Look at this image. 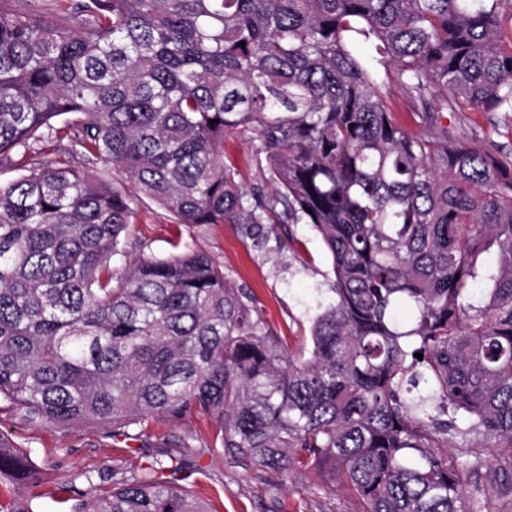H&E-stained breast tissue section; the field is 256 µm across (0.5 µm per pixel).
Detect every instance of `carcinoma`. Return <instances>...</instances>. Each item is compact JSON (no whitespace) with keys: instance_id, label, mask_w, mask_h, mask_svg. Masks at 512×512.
Listing matches in <instances>:
<instances>
[{"instance_id":"cac0c4a2","label":"carcinoma","mask_w":512,"mask_h":512,"mask_svg":"<svg viewBox=\"0 0 512 512\" xmlns=\"http://www.w3.org/2000/svg\"><path fill=\"white\" fill-rule=\"evenodd\" d=\"M472 112H512V0H0V168L19 171L0 182V401L114 439L214 426L81 473L73 512H212L168 477L216 451L314 471L361 512H479L480 461L448 448L512 452V148L444 122ZM146 200L177 224L311 225L331 281L310 348L208 254L132 255ZM42 482L0 431V487ZM224 161L239 169L246 176V185L250 186L253 181L248 178L253 166L250 151L246 145L236 141L227 140L224 142Z\"/></svg>"}]
</instances>
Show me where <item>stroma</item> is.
Here are the masks:
<instances>
[{"instance_id": "1", "label": "stroma", "mask_w": 512, "mask_h": 512, "mask_svg": "<svg viewBox=\"0 0 512 512\" xmlns=\"http://www.w3.org/2000/svg\"><path fill=\"white\" fill-rule=\"evenodd\" d=\"M293 247L279 245L268 236L254 245L244 224H178L154 205H138L130 226L131 243L145 253H169L172 242L200 249L223 265L232 287L247 291L284 344L297 347L309 334L317 289L327 287L330 257L320 236L306 224L291 227ZM148 447L168 438L210 439L212 426L199 417L174 424L163 419L149 422ZM0 431L8 433L44 468V483L36 489L11 487V497L31 496L34 512H70L73 475L102 471L128 454V442L112 440L105 431L73 429L64 433L53 426L24 424L16 409L0 403ZM458 455L480 458L484 465L467 478L469 493L479 494L487 512H512V464L502 454L479 447H461ZM186 488L205 494L214 512H361L357 499L344 489L330 492L310 473L281 477L234 467L217 457L203 456Z\"/></svg>"}]
</instances>
